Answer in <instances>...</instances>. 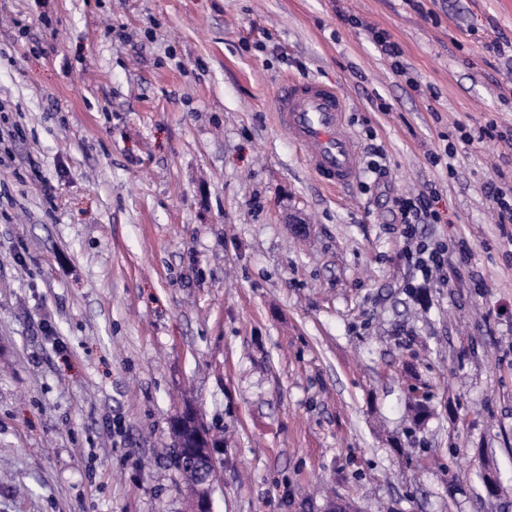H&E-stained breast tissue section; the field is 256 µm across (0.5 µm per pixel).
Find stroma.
<instances>
[{"label": "stroma", "mask_w": 512, "mask_h": 512, "mask_svg": "<svg viewBox=\"0 0 512 512\" xmlns=\"http://www.w3.org/2000/svg\"><path fill=\"white\" fill-rule=\"evenodd\" d=\"M290 78L344 96L350 186L278 125ZM492 122L512 0H0V512H188V405L213 512H512ZM428 188L425 283L391 208ZM406 257L414 265L417 272H420L424 280L432 277L436 272L442 271L448 262L447 249L438 245L430 248L428 244L417 243L415 252L407 251Z\"/></svg>", "instance_id": "stroma-1"}]
</instances>
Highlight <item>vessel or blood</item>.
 <instances>
[{"mask_svg":"<svg viewBox=\"0 0 512 512\" xmlns=\"http://www.w3.org/2000/svg\"><path fill=\"white\" fill-rule=\"evenodd\" d=\"M346 105L333 87L289 79L277 92L280 125L305 153L325 185L352 184L359 173V146L345 121Z\"/></svg>","mask_w":512,"mask_h":512,"instance_id":"1","label":"vessel or blood"}]
</instances>
